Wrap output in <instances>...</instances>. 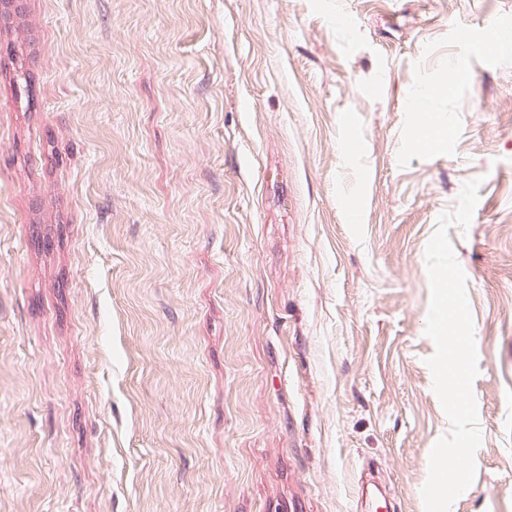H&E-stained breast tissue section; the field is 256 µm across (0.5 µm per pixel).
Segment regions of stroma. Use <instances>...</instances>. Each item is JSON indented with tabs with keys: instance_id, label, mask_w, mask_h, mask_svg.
Instances as JSON below:
<instances>
[{
	"instance_id": "35a3bbf8",
	"label": "stroma",
	"mask_w": 512,
	"mask_h": 512,
	"mask_svg": "<svg viewBox=\"0 0 512 512\" xmlns=\"http://www.w3.org/2000/svg\"><path fill=\"white\" fill-rule=\"evenodd\" d=\"M489 20L512 0L0 20V512H425L426 249L477 177L448 234L482 443L451 512H512V46L458 39Z\"/></svg>"
}]
</instances>
